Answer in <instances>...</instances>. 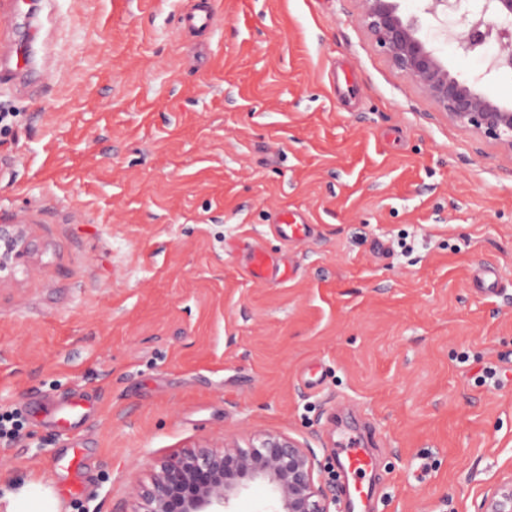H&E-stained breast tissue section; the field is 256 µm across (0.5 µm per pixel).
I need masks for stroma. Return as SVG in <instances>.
Instances as JSON below:
<instances>
[{"instance_id":"35a3bbf8","label":"stroma","mask_w":512,"mask_h":512,"mask_svg":"<svg viewBox=\"0 0 512 512\" xmlns=\"http://www.w3.org/2000/svg\"><path fill=\"white\" fill-rule=\"evenodd\" d=\"M214 2L191 37L187 0H53L29 84L0 88V224L42 252L0 286V410L25 424L0 512L33 478L59 512H133L150 459L268 432L321 454L354 419L377 441L372 512H480L512 475V153L392 70L356 0ZM400 8L512 105V71ZM287 209L307 240L276 233ZM246 245L295 276L252 280Z\"/></svg>"}]
</instances>
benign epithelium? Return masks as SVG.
<instances>
[{"label": "benign epithelium", "instance_id": "benign-epithelium-1", "mask_svg": "<svg viewBox=\"0 0 512 512\" xmlns=\"http://www.w3.org/2000/svg\"><path fill=\"white\" fill-rule=\"evenodd\" d=\"M357 2V23L393 69L449 120L512 152V105L487 97L475 83L451 74L421 36L417 16L404 15L399 0ZM423 12L442 26L445 17H459L461 27L449 37L466 55L494 39L488 71L512 68V0H482L475 14L470 0H424ZM34 251L25 225L0 224V284L15 280ZM331 460L318 459L312 449L283 434L261 435L244 447L186 448L151 461V478L138 487L133 512H232L233 501L253 482L269 486L270 512H335ZM481 512H512V478L486 494Z\"/></svg>", "mask_w": 512, "mask_h": 512}]
</instances>
